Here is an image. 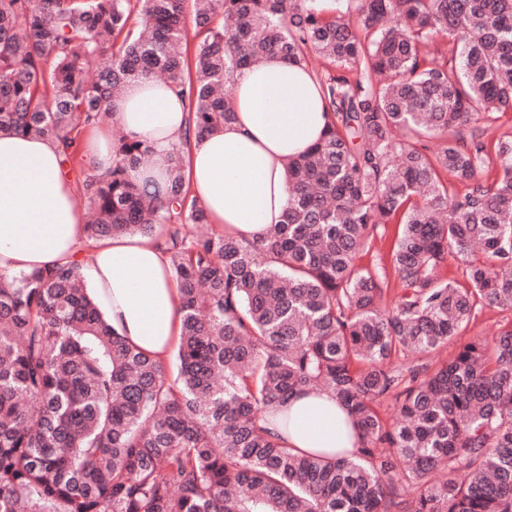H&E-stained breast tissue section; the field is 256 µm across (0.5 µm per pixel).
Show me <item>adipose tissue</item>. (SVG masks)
<instances>
[{
	"instance_id": "ef3b65f1",
	"label": "adipose tissue",
	"mask_w": 512,
	"mask_h": 512,
	"mask_svg": "<svg viewBox=\"0 0 512 512\" xmlns=\"http://www.w3.org/2000/svg\"><path fill=\"white\" fill-rule=\"evenodd\" d=\"M234 84L233 119L200 139L188 135L187 101L156 80L127 86L110 122L153 155L150 171L134 172L136 182L162 181L169 156L187 148L192 197L218 230L249 239L281 223L288 203L285 163L321 136L327 117L319 85L305 66L267 58L236 73ZM61 160L50 138L0 132V275L79 260L113 329L143 352L167 358L181 313L166 256L138 234L84 246V212ZM267 426L301 451L333 453L355 445L345 412L325 391L293 397Z\"/></svg>"
}]
</instances>
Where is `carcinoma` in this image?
<instances>
[{
  "mask_svg": "<svg viewBox=\"0 0 512 512\" xmlns=\"http://www.w3.org/2000/svg\"><path fill=\"white\" fill-rule=\"evenodd\" d=\"M268 55L305 64L328 113L286 163L282 223L216 232L183 152L152 194L130 177L149 151L122 133L76 198L88 243L164 236L177 375L103 319L81 264L0 277V512H512V321L435 361L482 306L512 308V136L471 127L512 113V0H0V131L58 141L74 172L82 129L152 78L200 137ZM382 224L391 305L357 264ZM476 249L465 283L439 274ZM409 350L431 362L395 366ZM322 389L353 419L350 458L263 425Z\"/></svg>",
  "mask_w": 512,
  "mask_h": 512,
  "instance_id": "carcinoma-1",
  "label": "carcinoma"
}]
</instances>
